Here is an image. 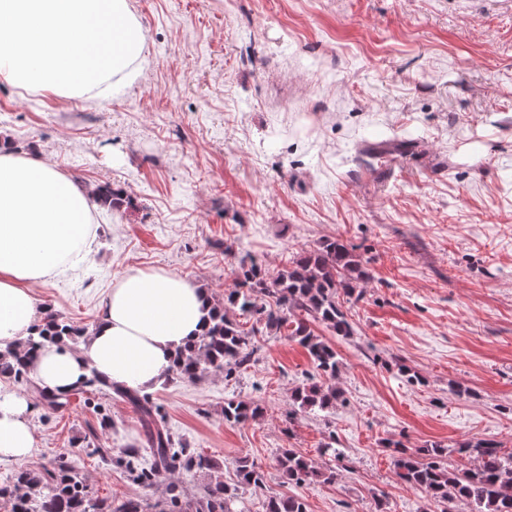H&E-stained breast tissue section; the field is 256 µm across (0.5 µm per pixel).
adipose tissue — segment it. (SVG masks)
<instances>
[{
	"instance_id": "adipose-tissue-1",
	"label": "adipose tissue",
	"mask_w": 512,
	"mask_h": 512,
	"mask_svg": "<svg viewBox=\"0 0 512 512\" xmlns=\"http://www.w3.org/2000/svg\"><path fill=\"white\" fill-rule=\"evenodd\" d=\"M144 45L129 0H0V80L25 92L68 99L111 79L133 81ZM92 210L88 188L52 163L0 148V346L32 335L43 319L34 290L84 258ZM211 303L185 277L129 270L81 352L46 345L30 374L55 393L76 388L92 370L150 392L197 338ZM34 432L32 401L0 385V462L24 461Z\"/></svg>"
}]
</instances>
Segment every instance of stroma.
<instances>
[{
    "instance_id": "35a3bbf8",
    "label": "stroma",
    "mask_w": 512,
    "mask_h": 512,
    "mask_svg": "<svg viewBox=\"0 0 512 512\" xmlns=\"http://www.w3.org/2000/svg\"><path fill=\"white\" fill-rule=\"evenodd\" d=\"M146 44L139 77L66 102L0 81V142L47 159L88 187L108 183L76 270L36 288L38 306L94 327L131 269L165 270L217 299L237 286L225 244L279 269L340 236L372 279L350 308L354 333H314L341 360L344 400L295 413L290 393L314 372L286 333L256 336L247 370L163 381L151 393L186 447L222 460L225 482L247 456L266 474L243 512L291 492L308 512H426L390 454L437 442L512 448V0H130ZM405 152L376 157L382 141ZM422 378L408 383L400 366ZM261 418L224 421L227 400ZM38 469L70 453L97 496L153 500L77 440L101 418L103 447L145 448L134 408L102 394L52 410L35 399ZM335 442L340 458L320 455ZM336 482L294 488L279 449Z\"/></svg>"
}]
</instances>
